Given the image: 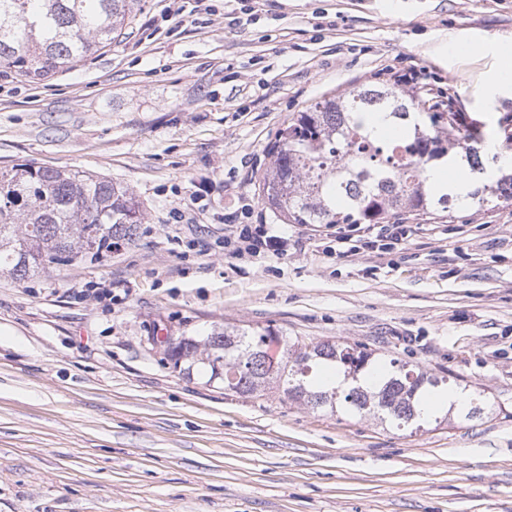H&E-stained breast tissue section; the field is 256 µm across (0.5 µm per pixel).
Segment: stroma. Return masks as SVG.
Returning <instances> with one entry per match:
<instances>
[{
    "label": "stroma",
    "mask_w": 512,
    "mask_h": 512,
    "mask_svg": "<svg viewBox=\"0 0 512 512\" xmlns=\"http://www.w3.org/2000/svg\"><path fill=\"white\" fill-rule=\"evenodd\" d=\"M137 0L111 46L42 80L0 70V168L128 188L132 242L20 282L0 272V512H512V205L413 224L389 253L261 201L295 113L417 74L512 130V0ZM478 47L461 62L443 47ZM288 239L231 257L230 212ZM272 327L476 386L492 416L396 430L175 371L160 341Z\"/></svg>",
    "instance_id": "obj_1"
}]
</instances>
